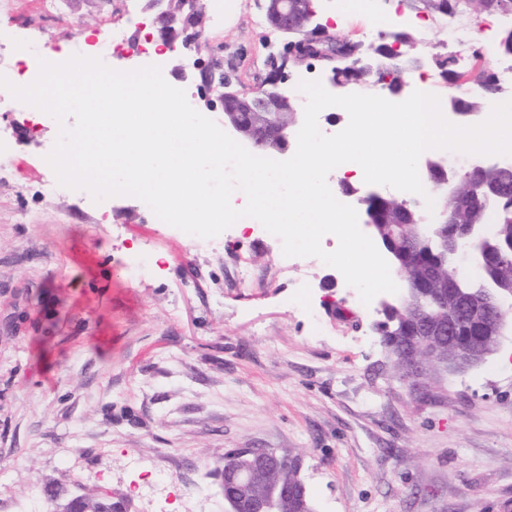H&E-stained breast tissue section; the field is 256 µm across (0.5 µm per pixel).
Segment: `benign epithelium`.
I'll return each instance as SVG.
<instances>
[{"label":"benign epithelium","mask_w":512,"mask_h":512,"mask_svg":"<svg viewBox=\"0 0 512 512\" xmlns=\"http://www.w3.org/2000/svg\"><path fill=\"white\" fill-rule=\"evenodd\" d=\"M265 20L269 26L286 39V53L272 58V77L252 92H243L236 88L233 79L216 62L213 54L202 56L205 46L206 22L199 24L195 20L203 12L202 0H147L144 11L152 13L153 22L169 30H182L181 45L185 56L193 58L192 69L184 66L175 68L182 80H188L198 90V104L210 112L224 114V128L234 133L245 148L254 153L274 145L280 146V153L287 152L289 139L298 121L295 97L285 87L288 63L308 71L321 68L327 73L331 87H347L350 82L336 71L329 70L327 60L336 55V51L346 40L333 34L316 22V12L311 8V0H259ZM393 53L381 57L373 50L354 53V64L366 70L380 74L384 68L394 67L398 57V44H393ZM502 161L489 158L473 159L469 163L467 175L472 178L470 185L490 202L498 196L497 188L486 182L477 183L473 178L500 167ZM437 175L444 181V190L437 201V221L448 223V202L456 199L458 188L441 169ZM384 194L369 191L357 198L363 219V229L373 242L390 254L394 251L391 239L380 240L375 234L376 224L366 205L371 200L381 199ZM484 238L474 225L459 226L452 237H442L438 242L440 258L453 267L462 261H473L482 253ZM495 319L494 301L483 297L476 301L470 311L461 313L448 309V342L452 350L445 355L441 349L426 347L419 350L420 343L397 354L402 364L401 381L410 390H420V379L424 376V366L429 359L436 360L442 367L464 371L482 363L488 355L487 346L498 347L501 334L493 324L484 325V335L475 341L462 342L459 334L469 326L483 325V322ZM267 450L263 448H239L230 456L224 457L221 472L237 486H244L263 478L268 470L264 462ZM224 512H277L272 497L248 499L246 497H224Z\"/></svg>","instance_id":"1"}]
</instances>
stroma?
I'll return each instance as SVG.
<instances>
[{
  "mask_svg": "<svg viewBox=\"0 0 512 512\" xmlns=\"http://www.w3.org/2000/svg\"><path fill=\"white\" fill-rule=\"evenodd\" d=\"M208 49L251 91L283 39L257 0H207ZM336 35L383 43L411 35L428 90H453L432 59L478 51L476 71L501 81L512 10L447 16L409 0H372ZM142 0H0V68L17 76L29 50L86 54L109 28L136 40ZM0 512H27L107 490L126 512L136 468L175 480L203 512H224L212 471L233 448L305 456L315 512H512V326L497 353L411 393L391 369L364 305L342 273L285 257L259 226L230 227L218 246L167 224L137 198L94 202L56 183L45 163L55 120L0 112ZM141 267L129 276V264ZM348 309L334 316L332 302Z\"/></svg>",
  "mask_w": 512,
  "mask_h": 512,
  "instance_id": "obj_1",
  "label": "stroma"
}]
</instances>
